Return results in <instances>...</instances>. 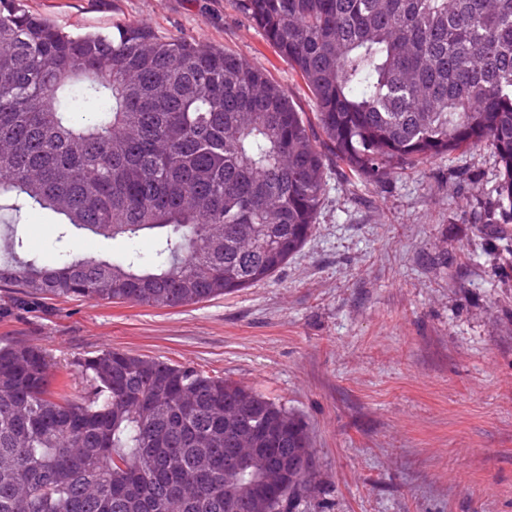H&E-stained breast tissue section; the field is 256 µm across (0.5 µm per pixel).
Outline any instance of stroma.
Segmentation results:
<instances>
[{"label": "stroma", "instance_id": "stroma-1", "mask_svg": "<svg viewBox=\"0 0 512 512\" xmlns=\"http://www.w3.org/2000/svg\"><path fill=\"white\" fill-rule=\"evenodd\" d=\"M68 32L134 22L226 48L304 112L311 98L235 0H27ZM316 224L269 279L176 308L86 299L0 311V340L42 347L83 394L103 349L190 365L307 427L314 475L295 512H512V223L498 161L461 149L381 180L334 157ZM53 263L47 211L0 213V239Z\"/></svg>", "mask_w": 512, "mask_h": 512}]
</instances>
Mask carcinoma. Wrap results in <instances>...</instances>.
Here are the masks:
<instances>
[{
	"label": "carcinoma",
	"mask_w": 512,
	"mask_h": 512,
	"mask_svg": "<svg viewBox=\"0 0 512 512\" xmlns=\"http://www.w3.org/2000/svg\"><path fill=\"white\" fill-rule=\"evenodd\" d=\"M314 112L240 55L138 23L72 35L0 0V210L48 209L156 258L24 259L43 299L179 307L276 272L305 242L326 144L352 178L490 147L512 221V0H237ZM43 348L0 344V512H293L301 419L201 370L102 350L87 396Z\"/></svg>",
	"instance_id": "cac0c4a2"
}]
</instances>
